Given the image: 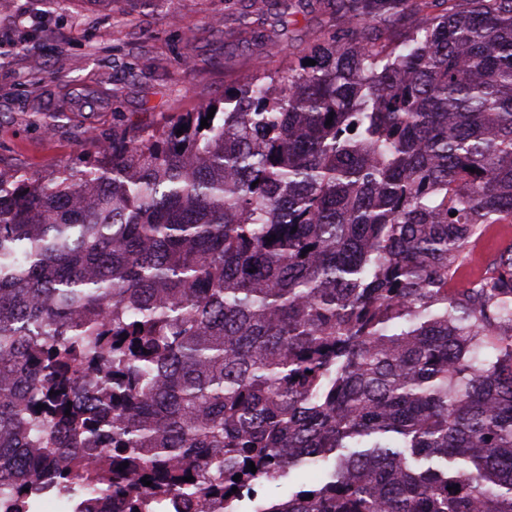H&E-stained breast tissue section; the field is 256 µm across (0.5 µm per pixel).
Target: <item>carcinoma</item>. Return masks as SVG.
I'll use <instances>...</instances> for the list:
<instances>
[{"label": "carcinoma", "mask_w": 512, "mask_h": 512, "mask_svg": "<svg viewBox=\"0 0 512 512\" xmlns=\"http://www.w3.org/2000/svg\"><path fill=\"white\" fill-rule=\"evenodd\" d=\"M323 1L307 60L0 178V512H512V242L448 288L512 224V0ZM313 478L308 475L292 473L289 477L283 478L275 483H268L263 491L264 498L274 500L279 499L288 492L308 488L313 484Z\"/></svg>", "instance_id": "obj_1"}]
</instances>
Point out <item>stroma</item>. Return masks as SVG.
Listing matches in <instances>:
<instances>
[{
  "label": "stroma",
  "instance_id": "35a3bbf8",
  "mask_svg": "<svg viewBox=\"0 0 512 512\" xmlns=\"http://www.w3.org/2000/svg\"><path fill=\"white\" fill-rule=\"evenodd\" d=\"M250 0H0V177L82 169L131 124L154 127L223 96L258 67L305 56L337 28L316 4L255 35Z\"/></svg>",
  "mask_w": 512,
  "mask_h": 512
}]
</instances>
